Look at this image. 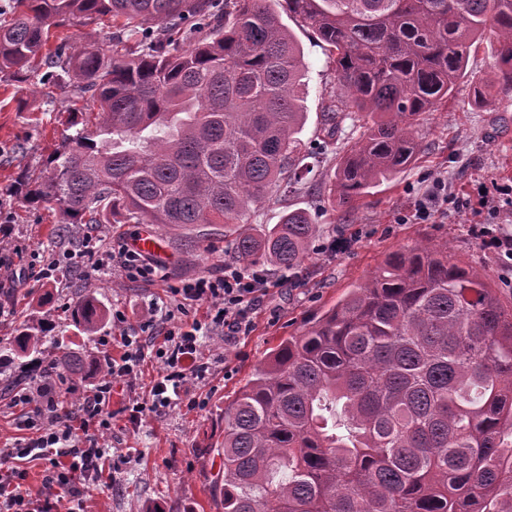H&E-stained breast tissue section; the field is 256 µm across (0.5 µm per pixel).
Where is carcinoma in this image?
I'll return each mask as SVG.
<instances>
[{"label":"carcinoma","instance_id":"cac0c4a2","mask_svg":"<svg viewBox=\"0 0 512 512\" xmlns=\"http://www.w3.org/2000/svg\"><path fill=\"white\" fill-rule=\"evenodd\" d=\"M333 57L337 100L377 119L335 172L338 205L410 165L413 128L467 77L487 25L512 85V0H285ZM280 0H12L0 73L77 82L61 150L21 184L78 224H161L192 240L224 225L234 258L302 265L318 228L304 210L272 227L252 207L306 181L305 63ZM108 17V49L47 51L56 19ZM90 331L97 299L71 312ZM43 323L13 337L41 350ZM84 378L65 353L51 362ZM213 497L223 512H512V301L448 252L386 255L337 305L282 340L224 407Z\"/></svg>","mask_w":512,"mask_h":512}]
</instances>
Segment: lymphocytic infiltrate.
I'll return each mask as SVG.
<instances>
[{
  "mask_svg": "<svg viewBox=\"0 0 512 512\" xmlns=\"http://www.w3.org/2000/svg\"><path fill=\"white\" fill-rule=\"evenodd\" d=\"M79 257H91L96 268H108L126 279H157L163 268L127 245L99 246L92 237H84ZM273 283L260 269L241 266L222 267L220 273L204 274L195 281L168 290L171 311L149 322L134 326L124 314H116L123 347L120 358L110 359L103 380L89 387L79 409L66 415L55 411L54 390L40 377L16 396V402L29 413L30 436L12 448H0V512H55L59 503L80 500L91 490L85 474L106 450L98 439L76 438L74 428L96 432L109 428L108 412L112 385L133 381L147 354L160 360L162 369L148 395L129 398L125 410L130 420L144 412H160L175 397L189 393L192 385L205 377L201 360L200 339L221 332L225 342L248 334L252 316ZM204 305L210 311L206 322L195 321L190 327L172 325L174 311ZM28 456L48 463L43 493L34 495L23 490L24 470L15 459Z\"/></svg>",
  "mask_w": 512,
  "mask_h": 512,
  "instance_id": "1",
  "label": "lymphocytic infiltrate"
}]
</instances>
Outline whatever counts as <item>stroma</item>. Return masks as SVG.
<instances>
[{"label":"stroma","instance_id":"stroma-1","mask_svg":"<svg viewBox=\"0 0 512 512\" xmlns=\"http://www.w3.org/2000/svg\"><path fill=\"white\" fill-rule=\"evenodd\" d=\"M285 24L307 65L306 121L299 138L311 147L319 141L323 114L336 95L335 65L311 29L290 18ZM111 33L103 23L73 20L52 29L50 42L105 47ZM498 49L496 34L485 30L470 55L467 79L452 98L423 113L416 128L420 150L415 162L370 189L353 208L332 204L333 173L341 157L332 144L317 157L315 174L302 189L270 197L254 208L252 223L263 225L276 224L290 210H308L319 228L309 257L292 275L268 266L269 276L281 285L264 298L248 335L229 345L220 336L203 338L209 371L191 387L188 401L146 413L133 423L124 410L132 388L124 381L114 383L111 427L103 435L108 458L85 500V512H220L210 482L220 463L212 449L221 440L225 406L271 349L369 279L388 253L448 244L452 253L481 269L504 298L512 297V270L474 235L475 227L512 219V86L494 87L486 105L473 102V82L497 73ZM76 91L73 84H39L22 91L13 78L0 73V195L7 199L0 205V221L12 225L13 238L26 247L20 257L0 252V305L15 308L13 315L0 318V356L8 354V339L16 328L34 316L46 326L48 346L76 353L87 363L102 362L111 349L101 339L114 329L109 321L91 333L78 329L69 308L79 296L93 295L107 314L123 312L135 324L150 318L166 288L219 272L233 262L220 224L207 227L189 246L167 234L159 258L167 274L163 282H133L65 259V251L76 243L58 235V206L29 205L19 184L25 172L42 168L60 148ZM21 98L26 101L22 107L17 104ZM437 177L444 180L448 199L431 202L430 219H413L418 192ZM486 192L495 197L496 207L483 205ZM404 215L409 218L405 224L400 221ZM335 239L348 241V249L327 251V243ZM49 255L60 261L59 277L51 284L27 273L31 263ZM13 276L19 279L17 286L7 287Z\"/></svg>","mask_w":512,"mask_h":512}]
</instances>
